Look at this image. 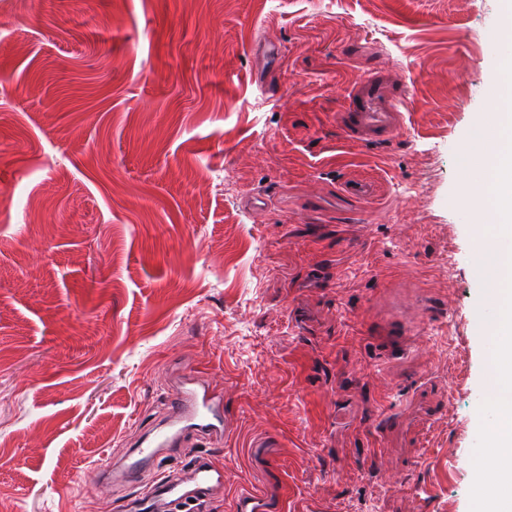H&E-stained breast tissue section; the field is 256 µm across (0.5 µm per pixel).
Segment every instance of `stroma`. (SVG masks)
I'll return each instance as SVG.
<instances>
[{
  "label": "stroma",
  "instance_id": "obj_1",
  "mask_svg": "<svg viewBox=\"0 0 512 512\" xmlns=\"http://www.w3.org/2000/svg\"><path fill=\"white\" fill-rule=\"evenodd\" d=\"M505 20L501 0H0V502L123 512L133 489L98 472L197 367L224 433L162 466L223 467L207 512L249 487L283 512H471L488 303L462 151ZM372 66L408 84L405 124L338 142Z\"/></svg>",
  "mask_w": 512,
  "mask_h": 512
}]
</instances>
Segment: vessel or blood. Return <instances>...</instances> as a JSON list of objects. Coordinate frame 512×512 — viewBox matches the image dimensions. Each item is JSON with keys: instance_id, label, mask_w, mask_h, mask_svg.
Instances as JSON below:
<instances>
[{"instance_id": "1", "label": "vessel or blood", "mask_w": 512, "mask_h": 512, "mask_svg": "<svg viewBox=\"0 0 512 512\" xmlns=\"http://www.w3.org/2000/svg\"><path fill=\"white\" fill-rule=\"evenodd\" d=\"M407 90L394 86L379 71L368 72L354 81L336 114L341 141L354 139L377 142L394 135L404 123ZM224 430L223 396L213 389L202 371L195 370L179 380L164 419L141 438L123 460L99 474L101 488L140 484L137 505L132 512H204L210 498L224 488V470L206 456L194 458L186 476L166 472L144 479L148 465L165 450L180 447L189 434L214 437ZM234 512H274L273 504L255 489L242 492Z\"/></svg>"}]
</instances>
